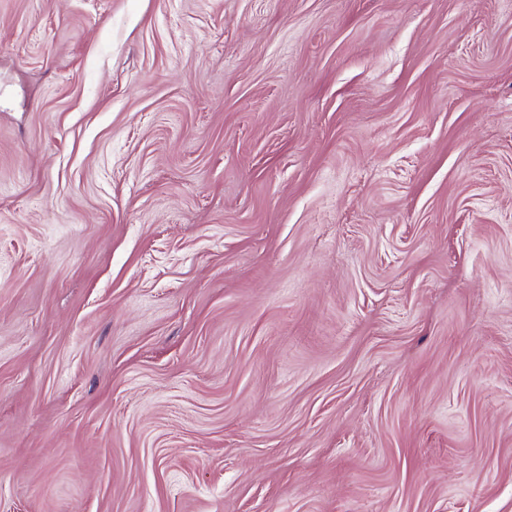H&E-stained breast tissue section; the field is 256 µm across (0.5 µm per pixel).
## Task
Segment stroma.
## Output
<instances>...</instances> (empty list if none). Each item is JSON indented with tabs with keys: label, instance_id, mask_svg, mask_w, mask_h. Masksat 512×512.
Wrapping results in <instances>:
<instances>
[{
	"label": "stroma",
	"instance_id": "1",
	"mask_svg": "<svg viewBox=\"0 0 512 512\" xmlns=\"http://www.w3.org/2000/svg\"><path fill=\"white\" fill-rule=\"evenodd\" d=\"M0 512H512V0H0Z\"/></svg>",
	"mask_w": 512,
	"mask_h": 512
}]
</instances>
